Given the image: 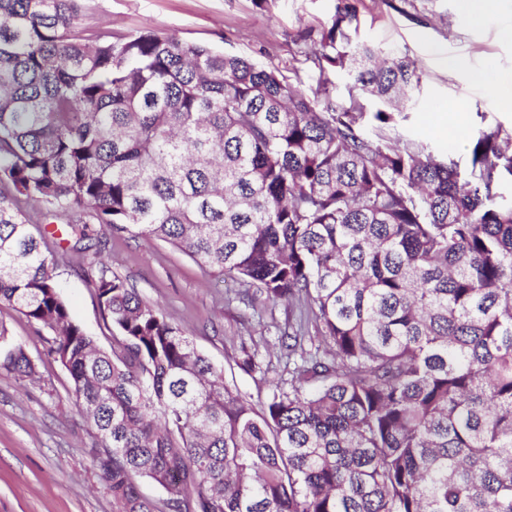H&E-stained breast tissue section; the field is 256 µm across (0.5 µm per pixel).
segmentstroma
<instances>
[{"label":"stroma","instance_id":"stroma-1","mask_svg":"<svg viewBox=\"0 0 512 512\" xmlns=\"http://www.w3.org/2000/svg\"><path fill=\"white\" fill-rule=\"evenodd\" d=\"M83 22L116 33L155 31L243 55L264 66L291 68L296 40L333 12L335 0H82ZM363 39L398 49L422 73L419 94L406 105L399 131L437 155L465 161L466 146L442 133L439 114L467 97L461 116L465 137L478 130L512 129V111L490 105L472 72L491 68L512 77V0H490L486 19L462 20L459 0H357ZM464 61L443 67V56ZM104 246L101 259L113 275L135 288L183 328L199 351L222 371L225 383L262 409L276 386L287 385L288 355L281 334L299 313L297 305L252 294L246 285L209 274L173 246L93 225ZM48 246L58 265L57 280L75 321L110 349L96 290L84 262L62 235ZM0 327L34 362L36 379L0 374V512H113L88 450L92 430L69 392L66 370L47 353L43 327L15 308L0 304ZM254 354L259 370L240 367Z\"/></svg>","mask_w":512,"mask_h":512}]
</instances>
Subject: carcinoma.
<instances>
[{
	"label": "carcinoma",
	"instance_id": "obj_1",
	"mask_svg": "<svg viewBox=\"0 0 512 512\" xmlns=\"http://www.w3.org/2000/svg\"><path fill=\"white\" fill-rule=\"evenodd\" d=\"M360 24L336 0L285 73L90 29L80 0H0V303L49 330L113 512H512V131H478L463 167L402 137L393 106L421 73ZM307 62L319 80L303 91ZM338 69L353 80L339 105ZM34 206L78 252L103 224L298 302L288 390L255 410L92 261L101 349ZM0 372L36 376L3 328Z\"/></svg>",
	"mask_w": 512,
	"mask_h": 512
}]
</instances>
